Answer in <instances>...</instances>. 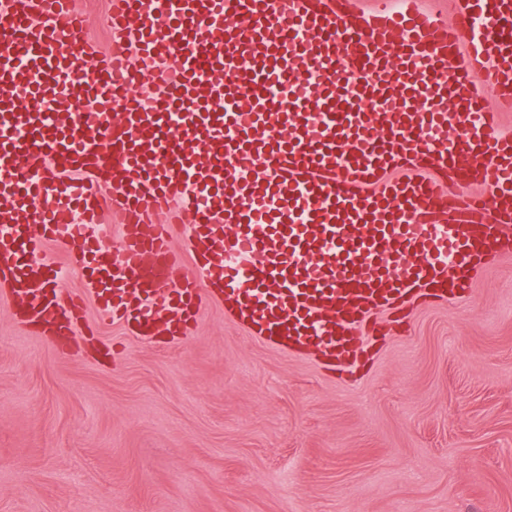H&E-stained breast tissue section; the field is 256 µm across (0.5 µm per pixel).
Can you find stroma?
Returning a JSON list of instances; mask_svg holds the SVG:
<instances>
[{
  "label": "stroma",
  "mask_w": 512,
  "mask_h": 512,
  "mask_svg": "<svg viewBox=\"0 0 512 512\" xmlns=\"http://www.w3.org/2000/svg\"><path fill=\"white\" fill-rule=\"evenodd\" d=\"M0 292V512H512V257L339 379L215 302L60 356Z\"/></svg>",
  "instance_id": "35a3bbf8"
}]
</instances>
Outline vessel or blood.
<instances>
[{
    "instance_id": "vessel-or-blood-1",
    "label": "vessel or blood",
    "mask_w": 512,
    "mask_h": 512,
    "mask_svg": "<svg viewBox=\"0 0 512 512\" xmlns=\"http://www.w3.org/2000/svg\"><path fill=\"white\" fill-rule=\"evenodd\" d=\"M456 4L111 0L104 50L73 0H0V288L25 326L78 352L91 298L170 343L214 300L343 369L377 311L465 299L512 255V0ZM76 88L92 109L64 111ZM104 214L125 219L111 248ZM46 256L55 261L63 269L64 285L67 290L78 292L84 288V275L78 266H69L66 262L62 249L57 245H47L45 247Z\"/></svg>"
}]
</instances>
